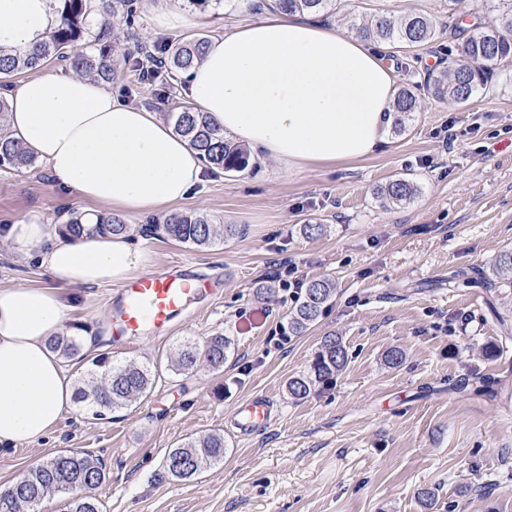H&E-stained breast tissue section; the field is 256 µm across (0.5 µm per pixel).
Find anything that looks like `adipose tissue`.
Instances as JSON below:
<instances>
[{"label": "adipose tissue", "mask_w": 512, "mask_h": 512, "mask_svg": "<svg viewBox=\"0 0 512 512\" xmlns=\"http://www.w3.org/2000/svg\"><path fill=\"white\" fill-rule=\"evenodd\" d=\"M55 23L48 0H0V44L28 49ZM187 99L225 137L299 174L374 154L387 139L397 75L361 39L276 9L210 39L186 75ZM10 138L82 199L132 214L188 198L203 163L158 113L116 102L102 82L43 73L8 98ZM19 260L38 256L47 283L0 287V447L47 436L77 393L47 341L65 330L76 294L120 286L150 264L124 235L0 226Z\"/></svg>", "instance_id": "obj_1"}]
</instances>
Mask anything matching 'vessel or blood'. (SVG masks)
<instances>
[{
    "instance_id": "obj_1",
    "label": "vessel or blood",
    "mask_w": 512,
    "mask_h": 512,
    "mask_svg": "<svg viewBox=\"0 0 512 512\" xmlns=\"http://www.w3.org/2000/svg\"><path fill=\"white\" fill-rule=\"evenodd\" d=\"M211 282L189 277L173 268L142 274L121 286L112 304V343L130 347L151 334L170 332L190 314L193 302L211 295ZM277 409L274 400L261 396L240 403L234 424L244 433L262 430Z\"/></svg>"
}]
</instances>
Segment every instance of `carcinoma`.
I'll list each match as a JSON object with an SVG mask.
<instances>
[{
	"label": "carcinoma",
	"instance_id": "1",
	"mask_svg": "<svg viewBox=\"0 0 512 512\" xmlns=\"http://www.w3.org/2000/svg\"><path fill=\"white\" fill-rule=\"evenodd\" d=\"M90 0H49L57 22L46 36L26 51L8 49L0 45V82L21 71L35 70L50 61H65L84 76L103 82L112 79V55L107 48L97 52L76 51L78 43L87 35V17ZM343 0H275L274 6L293 14L312 12L330 17L340 10ZM103 12L132 27L137 6L134 0H101ZM498 18L493 26L484 27L470 36L462 45L460 58L451 61L448 73L425 79L430 93L439 99L467 103L479 91L495 90L492 84L497 63L512 60V0H497ZM366 39L388 45L410 48L424 46L435 36L434 23L422 13H408L393 18L373 17L354 23ZM207 40L198 35L185 36L175 43L160 48L164 67L160 82L171 86L182 74L197 64L203 55ZM419 101L408 87L398 90L394 102L395 130H404L405 118L418 111ZM8 106L0 98V167L22 168L35 163L15 140L3 133ZM175 132L187 138L200 153L203 161L226 174L245 171L250 166V151L224 138V133L208 116L186 108L171 114ZM418 188L405 178H397L375 189L374 195L382 204H403L413 200ZM97 229L121 235L128 232L124 221L110 214L97 218ZM151 234L163 233L169 238L191 247H208L224 242V236L236 232L234 224H214L208 218L190 213L172 212L163 220L148 225ZM491 279L506 286L512 285V250L500 253L489 267ZM336 294V283L329 278L309 282L305 297L288 314V333L305 334L316 322ZM52 351L64 358L79 362L90 360L93 373L100 375L83 384L77 398L89 406L92 414L104 419L114 410L132 405L152 391L158 366L112 362L99 354L92 358L81 351L74 336L58 335L49 341ZM232 340L222 334L208 337L203 345L185 343L179 346L170 370L175 374L190 375L202 367L218 370L231 352ZM347 364V354L341 341L326 337L308 374L288 381V393L294 399H304L317 383L327 382ZM224 460V436L217 433L201 434L189 439L164 455L161 469L155 473L159 482L189 480L208 466ZM106 473L100 458L90 452L66 451L33 465L26 474L0 494V512H19L23 506L37 512V506L51 493L71 496L68 512H102L94 491L104 482Z\"/></svg>",
	"mask_w": 512,
	"mask_h": 512
}]
</instances>
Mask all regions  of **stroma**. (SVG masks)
Listing matches in <instances>:
<instances>
[{
    "instance_id": "stroma-1",
    "label": "stroma",
    "mask_w": 512,
    "mask_h": 512,
    "mask_svg": "<svg viewBox=\"0 0 512 512\" xmlns=\"http://www.w3.org/2000/svg\"><path fill=\"white\" fill-rule=\"evenodd\" d=\"M138 2L133 30L110 29L117 66L107 88L120 103L164 116L185 105L181 89L141 83L124 60L182 37L155 24L178 0ZM410 12L434 20L433 42L378 50L398 86L414 88L442 75L448 49L467 36L449 32L448 0H347L332 21L352 34L355 20ZM494 82L496 91L465 105L425 97L404 131L362 161L299 174L259 160L233 175L206 167L175 209L240 225L224 243L190 248L147 236L151 215L123 214L151 270L206 276L218 293L166 336L128 350L110 340L111 287L79 292L72 323L101 337L117 363L162 362L179 343L217 333L231 338L232 354L219 371L161 370L147 398L104 420L85 405L69 407L47 437L0 451V488L81 449L105 465L97 490L104 512H512V407L502 405L512 395V288L480 280L512 248V60L498 64ZM397 177L417 182L418 195L382 205L375 188ZM91 210L43 164L0 167V225L65 224ZM308 223L319 232L304 235ZM290 270L306 282L334 280L336 296L304 335L281 345L274 331L297 303L279 286ZM459 271L475 285L451 284ZM45 283L38 258L14 259L0 241L1 286ZM261 285L270 294L257 295ZM329 335L347 351L345 369L307 398H291L289 379L309 372ZM493 345L502 353L489 354ZM393 349L403 353L395 366L386 360ZM262 394L276 400L275 420L238 434L236 406ZM205 433L223 434V462L188 481H156L167 449Z\"/></svg>"
}]
</instances>
